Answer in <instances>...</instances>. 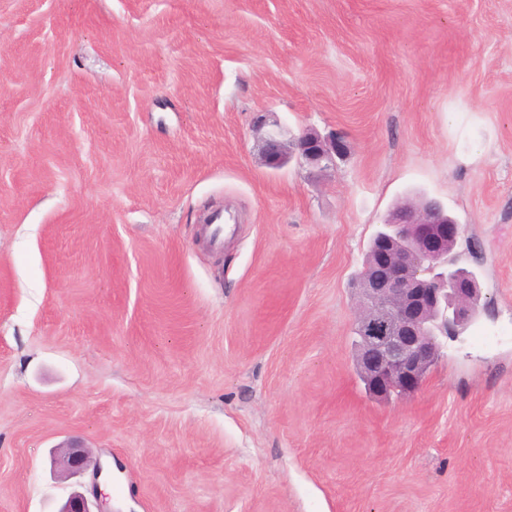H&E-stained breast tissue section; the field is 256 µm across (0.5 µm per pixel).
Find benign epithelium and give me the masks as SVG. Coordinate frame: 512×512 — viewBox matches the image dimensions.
<instances>
[{"label":"benign epithelium","mask_w":512,"mask_h":512,"mask_svg":"<svg viewBox=\"0 0 512 512\" xmlns=\"http://www.w3.org/2000/svg\"><path fill=\"white\" fill-rule=\"evenodd\" d=\"M349 151L341 137L324 138L313 129L284 142L280 132H266L263 162L280 168L296 155L325 168ZM391 232L381 237L353 285L359 340L356 369L366 390L381 400L407 398L423 385L441 356L439 337L469 324L475 316V289L448 269V246L460 236V225L427 198L392 212ZM428 270H422V264ZM89 453L73 440L50 463L70 476L81 474ZM59 512H93L89 499L72 493Z\"/></svg>","instance_id":"1"}]
</instances>
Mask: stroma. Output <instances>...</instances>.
Segmentation results:
<instances>
[{
    "label": "stroma",
    "instance_id": "obj_1",
    "mask_svg": "<svg viewBox=\"0 0 512 512\" xmlns=\"http://www.w3.org/2000/svg\"><path fill=\"white\" fill-rule=\"evenodd\" d=\"M261 115L350 151L267 168ZM422 196L481 307L377 401L349 285ZM73 436L104 476L51 466ZM74 491L512 512V0H0V512Z\"/></svg>",
    "mask_w": 512,
    "mask_h": 512
}]
</instances>
